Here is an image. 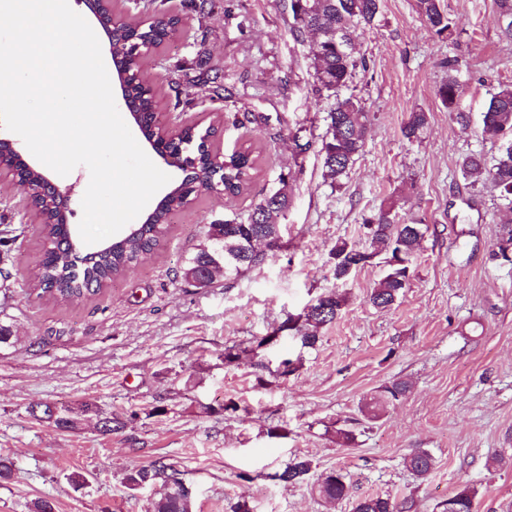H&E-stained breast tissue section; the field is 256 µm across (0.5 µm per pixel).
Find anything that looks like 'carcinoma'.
<instances>
[{
	"mask_svg": "<svg viewBox=\"0 0 512 512\" xmlns=\"http://www.w3.org/2000/svg\"><path fill=\"white\" fill-rule=\"evenodd\" d=\"M381 0H291L293 17L292 32L300 37L315 29L325 28L326 33L341 31L345 45H336L332 39L324 37L325 44L318 50H309L310 68L317 84V91L327 93L333 99L327 114V129L321 139L319 156L325 176L337 182L345 176L356 157L363 151L365 135L370 125V117L360 99L350 94H340L348 86L360 67L366 66L365 59L356 57L352 48V35L356 29L374 23L380 13ZM418 13L443 35L451 33L452 21L440 8L439 0H417ZM448 76L438 88V96L448 108L452 119L465 125L468 117L457 111V101L462 87L457 78V60L447 62ZM128 97L139 102L144 111V129L155 134L162 131L153 108L152 101L143 97L142 86L134 84L128 88ZM429 115L424 111L409 114L403 126V135L408 140L419 137L428 124ZM483 136L498 144V153L487 161L481 153H469L459 161L462 176L473 183L489 182L498 191L502 206L512 212V85H504L491 95L482 112ZM180 142L197 149L199 162L209 164L207 153L202 150L203 132L198 128L187 127L182 131ZM256 170V160L248 150L224 160V170L216 175L215 181L223 182L224 195L229 198L247 193ZM280 187L265 196L258 204L242 216L234 213L224 218L222 224H211L206 232V241L199 244L196 251L181 269L182 277L196 282L199 288H208L213 279L204 277L212 267H224V280L237 279L245 271L263 265L282 248L281 224L279 219L288 211V176L279 175ZM183 205V197L172 193L164 208L153 215L154 223L141 224L135 232L110 240L112 247L99 254L96 260L82 268L72 270V256L62 225L53 222L56 215H50L44 224L46 239L51 249L49 260L43 263V280L56 284L55 295L67 303L87 300L101 291L102 284L122 274L134 261L148 255L164 237L168 217ZM394 205L384 204L379 212L364 220L371 227V253L385 255L393 260L386 266L384 274L371 290L369 303L378 309L393 306L400 294L414 276V259L423 237V225L393 223ZM512 246V220L504 225L502 232L491 250L489 259L500 264H511L512 258L500 257L503 244ZM362 249L342 241L331 250L333 273L336 280L346 281L350 272L358 264L356 257ZM346 304V297L336 291L318 296L302 314L292 322L284 321L257 340V347L268 344L269 336L280 331H295L301 345L313 348L320 340L319 330L333 323ZM410 390L408 382L394 380L373 395L365 406L371 419L389 404L404 398ZM30 414L60 431H73L79 427L82 417L94 415L99 421V430L110 434L125 426V422L98 405L83 401L78 406L60 409L44 402L30 408ZM406 466L417 476L426 478L432 472L435 460L426 450L415 448L404 458ZM311 471V462L304 457L293 458L283 471L274 478L290 485L305 481ZM176 470L162 461L149 465H133L125 468V483L132 490L161 483L164 492L151 503V512H192V492L181 480L174 479ZM350 484L339 470L327 473L318 482L319 495L336 501L346 497ZM475 490L466 487L443 502L444 512H474ZM353 512H407L406 502H399L389 495H371L355 500Z\"/></svg>",
	"mask_w": 512,
	"mask_h": 512,
	"instance_id": "cac0c4a2",
	"label": "carcinoma"
}]
</instances>
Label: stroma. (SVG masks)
<instances>
[{
  "instance_id": "obj_1",
  "label": "stroma",
  "mask_w": 512,
  "mask_h": 512,
  "mask_svg": "<svg viewBox=\"0 0 512 512\" xmlns=\"http://www.w3.org/2000/svg\"><path fill=\"white\" fill-rule=\"evenodd\" d=\"M453 22L439 36L416 0H382L374 26L357 30L367 61L349 87L371 119L362 153L340 184L325 180L318 150L332 101L314 88L308 41L295 40L291 0H162L180 25L146 57L145 78L163 123L222 125L214 146L252 147L257 172L247 194L199 193L168 220L160 245L101 292L64 304L38 287L47 242L26 197L0 181V323L15 343L0 348V456L14 476L0 482V512H148L160 487L130 490L128 462L163 461L193 491V512H353L364 495L408 501L411 512H441L464 487L477 512H512V265L489 253L508 218L490 183L470 184L461 156L494 157L481 114L491 94L512 84V37L496 0H441ZM459 61L460 111L453 121L437 95L444 61ZM181 86L171 90V73ZM221 76L229 100H203L198 85ZM428 112L419 139L402 127ZM288 175L286 246L234 283L198 288L181 269L212 224L260 202ZM399 223L428 225L415 274L397 302L374 308L367 296L383 274L378 261L338 283L336 241L369 245L364 218L385 200ZM347 297L315 348L283 334L277 344L225 365L226 346L251 347L322 293ZM297 361L276 375L281 359ZM402 379L409 394L375 421L367 399ZM235 401L238 412L224 411ZM95 402L124 428L101 435L95 419L62 432L28 406ZM353 431L354 442L337 429ZM428 450L433 472L404 464ZM309 458L304 483L274 480L294 457ZM347 475L349 498H321L318 478ZM88 479L76 490L68 475Z\"/></svg>"
}]
</instances>
